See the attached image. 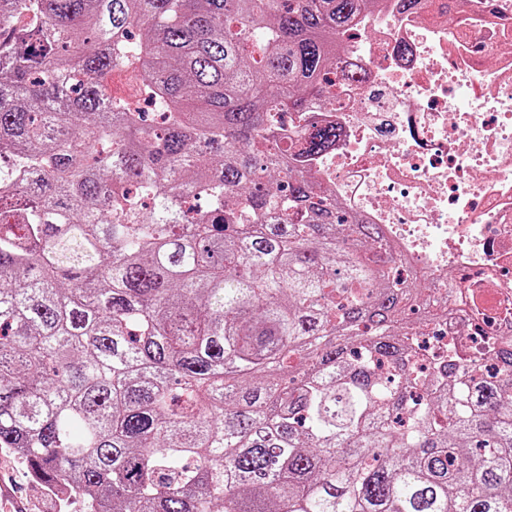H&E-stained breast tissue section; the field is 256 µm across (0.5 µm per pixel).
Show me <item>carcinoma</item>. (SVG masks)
Instances as JSON below:
<instances>
[{"label":"carcinoma","mask_w":512,"mask_h":512,"mask_svg":"<svg viewBox=\"0 0 512 512\" xmlns=\"http://www.w3.org/2000/svg\"><path fill=\"white\" fill-rule=\"evenodd\" d=\"M377 0H0V450L86 512H512V337L283 147ZM124 73L135 93L115 98ZM460 329V321L456 318H448L447 320L442 318L438 321L431 322L428 328V332H430L429 337L427 339V352L426 354L429 358H433L436 354L442 350L445 344L448 343V337H456V336H448L450 332H457Z\"/></svg>","instance_id":"1"}]
</instances>
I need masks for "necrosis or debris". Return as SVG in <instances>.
<instances>
[{"mask_svg": "<svg viewBox=\"0 0 512 512\" xmlns=\"http://www.w3.org/2000/svg\"><path fill=\"white\" fill-rule=\"evenodd\" d=\"M361 74L308 171L380 225L431 295L471 289L466 340L512 334V0H380L352 32Z\"/></svg>", "mask_w": 512, "mask_h": 512, "instance_id": "necrosis-or-debris-1", "label": "necrosis or debris"}]
</instances>
